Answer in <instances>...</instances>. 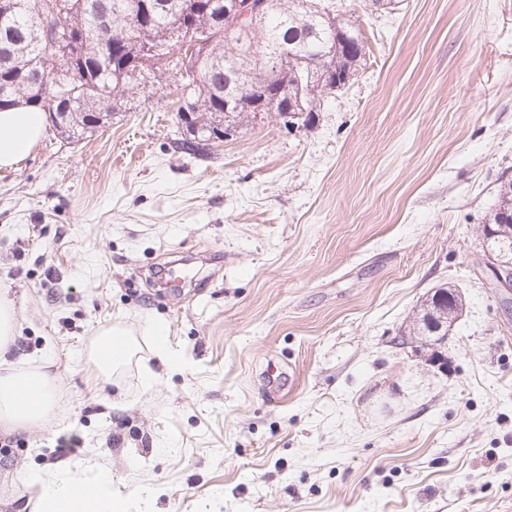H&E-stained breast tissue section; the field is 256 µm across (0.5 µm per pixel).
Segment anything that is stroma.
<instances>
[{"mask_svg":"<svg viewBox=\"0 0 512 512\" xmlns=\"http://www.w3.org/2000/svg\"><path fill=\"white\" fill-rule=\"evenodd\" d=\"M325 4L366 56L309 127L184 152L165 81L0 171L6 359L59 385L0 430V512L91 455L138 512H512V302L482 234L512 179V0ZM441 287L463 310L435 343ZM116 323L106 380L87 352ZM448 293L453 296L454 304L448 305ZM441 294V296H440ZM446 295V299L444 298ZM463 300L457 290L451 288H439L432 297L427 310L423 313L421 336H447L448 327L456 319V314L462 310ZM16 326L17 321L11 301L0 296V352L11 344ZM149 332L151 336H154L155 344H156V355L160 362L165 366H175L179 363V357L177 354L170 348L166 336L167 329L158 324H151L149 326Z\"/></svg>","mask_w":512,"mask_h":512,"instance_id":"obj_1","label":"stroma"}]
</instances>
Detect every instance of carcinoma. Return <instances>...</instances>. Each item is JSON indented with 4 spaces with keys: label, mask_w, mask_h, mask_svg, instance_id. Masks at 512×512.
Listing matches in <instances>:
<instances>
[{
    "label": "carcinoma",
    "mask_w": 512,
    "mask_h": 512,
    "mask_svg": "<svg viewBox=\"0 0 512 512\" xmlns=\"http://www.w3.org/2000/svg\"><path fill=\"white\" fill-rule=\"evenodd\" d=\"M185 0H154L157 8L147 24L136 18L144 0H64L65 22L71 27L70 42L56 44V27L44 26L40 17L52 16L56 0H0V109L19 99L56 114L68 131L67 138L80 140L87 133L89 120L104 99H112L114 108L126 106L127 85L138 81L153 85L178 66L179 55L191 48V42L177 43L173 38L172 4ZM304 0H271L268 15L255 42L244 40L237 51L224 29L221 11L224 0H199L204 6L194 15L192 26L205 33L208 48L191 75L181 79L176 91L180 99H189L198 108L197 119L210 124L221 115L226 125L241 126L256 117L255 109L243 106L236 112L224 111L226 73L239 74L258 96L282 88L288 98L301 97L306 108L302 125L313 122L324 101L321 79L331 68L343 76L356 71L366 51L355 31L343 40L326 13L306 11ZM106 40L119 53L128 68L127 81L113 77L54 85V73L80 68L99 56V43ZM167 51L169 58L160 74L140 64L146 47ZM288 51L286 64L278 68L276 80H269L277 61V50ZM485 223L496 232V247L512 246V180L500 184L495 207ZM463 307L457 290L439 288L422 315L423 336H446L448 327Z\"/></svg>",
    "instance_id": "carcinoma-1"
}]
</instances>
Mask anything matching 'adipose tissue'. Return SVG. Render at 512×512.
<instances>
[{"label":"adipose tissue","instance_id":"obj_1","mask_svg":"<svg viewBox=\"0 0 512 512\" xmlns=\"http://www.w3.org/2000/svg\"><path fill=\"white\" fill-rule=\"evenodd\" d=\"M46 131V115L19 104L0 109V170H10ZM55 376L40 369L0 374V425L28 430L51 418L56 403ZM37 495L30 512H134L115 489L111 469L100 463L40 468L26 475Z\"/></svg>","mask_w":512,"mask_h":512}]
</instances>
